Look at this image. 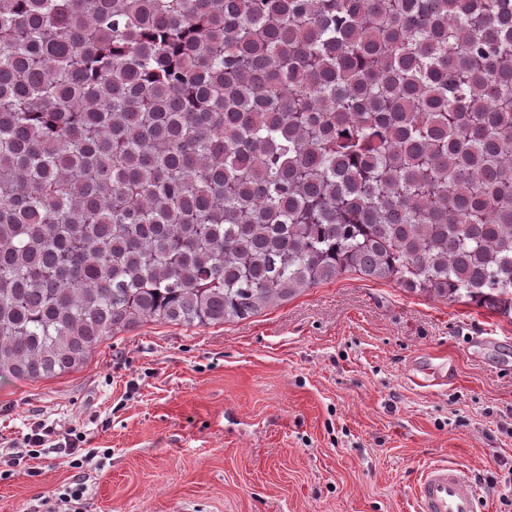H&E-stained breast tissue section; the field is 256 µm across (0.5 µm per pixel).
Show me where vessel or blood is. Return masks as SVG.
Segmentation results:
<instances>
[{"label": "vessel or blood", "instance_id": "obj_1", "mask_svg": "<svg viewBox=\"0 0 512 512\" xmlns=\"http://www.w3.org/2000/svg\"><path fill=\"white\" fill-rule=\"evenodd\" d=\"M414 497L417 512H482L476 480L464 469L445 463L421 471Z\"/></svg>", "mask_w": 512, "mask_h": 512}]
</instances>
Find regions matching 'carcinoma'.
I'll use <instances>...</instances> for the list:
<instances>
[{
    "mask_svg": "<svg viewBox=\"0 0 512 512\" xmlns=\"http://www.w3.org/2000/svg\"><path fill=\"white\" fill-rule=\"evenodd\" d=\"M352 270L512 317V0H0V376Z\"/></svg>",
    "mask_w": 512,
    "mask_h": 512,
    "instance_id": "obj_1",
    "label": "carcinoma"
}]
</instances>
